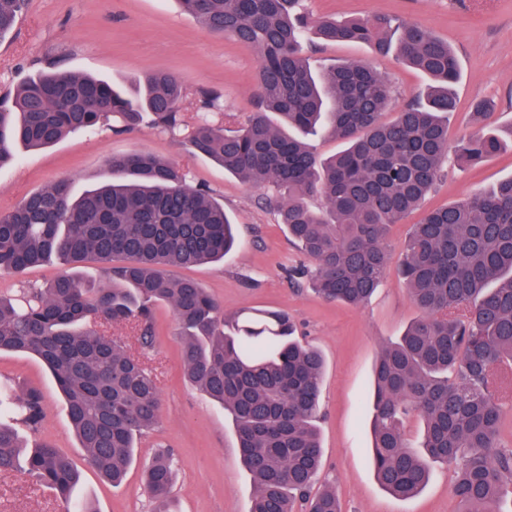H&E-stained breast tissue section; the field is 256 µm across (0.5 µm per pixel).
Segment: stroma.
Masks as SVG:
<instances>
[{
    "mask_svg": "<svg viewBox=\"0 0 512 512\" xmlns=\"http://www.w3.org/2000/svg\"><path fill=\"white\" fill-rule=\"evenodd\" d=\"M312 16L338 19L386 16L428 27L448 40L462 70L456 86L458 108L448 118V137L474 128L472 105L496 102L495 124L501 136L512 133V0H305ZM319 70L341 61L374 65L394 91V107L423 92L427 79L395 56H374L364 44H324L309 52ZM63 61L66 68L90 74L130 91L144 73L175 75L187 92L183 111L195 117L200 89L221 92L225 112L245 120L254 104L256 53L209 33L186 13L178 0H29L13 31L0 40V93L26 76ZM147 150L184 169L189 184L209 186L223 199L238 227L239 243L223 262L176 268V277L197 280L224 306L225 320L263 308L283 310L293 318L298 336L326 359L318 430L324 449L321 482L335 486L342 512H460L452 478L435 468L426 488L401 500L378 484L372 465L373 371L381 346L397 340L420 317L396 272H389L368 303H328L306 285L291 284L290 270L306 257L288 240L264 189L227 175L207 157L192 153L180 139L144 126L133 133H113L104 126L77 131L57 145L20 153L0 167V214L13 210L27 195L61 179L74 192L107 179L115 155ZM445 175L426 198L422 211L390 230L392 257H399L412 224L423 210L444 206L491 189L512 176V148L470 168L446 162ZM113 336L134 354H147L161 393L156 427L137 443V462L119 486L102 480L83 460L56 383L32 355L0 354V383L14 393L34 387L43 395L46 417L28 444L54 445L77 466V502L97 512H154L142 483L141 464L162 448L172 449L178 470L174 485L178 512H250L253 482L242 465L232 419L183 376L181 339L169 307L154 311V347L143 350L136 330L116 326ZM0 512H64L52 491H40L19 472L0 473Z\"/></svg>",
    "mask_w": 512,
    "mask_h": 512,
    "instance_id": "35a3bbf8",
    "label": "stroma"
}]
</instances>
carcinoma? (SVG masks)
Masks as SVG:
<instances>
[{
    "instance_id": "carcinoma-1",
    "label": "carcinoma",
    "mask_w": 512,
    "mask_h": 512,
    "mask_svg": "<svg viewBox=\"0 0 512 512\" xmlns=\"http://www.w3.org/2000/svg\"><path fill=\"white\" fill-rule=\"evenodd\" d=\"M28 0H0V38ZM211 33L257 53L255 111L228 130L221 92L203 90L198 118L182 112L179 80L145 74L131 92L53 65L0 95V166L20 150L51 147L76 130L112 124L125 132L147 120L181 137L241 182L275 197L288 240L311 265L291 277L323 299L365 303L389 264L387 235L441 180L448 153L477 166L499 153L496 129L448 148L459 62L448 41L423 27L374 16L310 25L301 0H179ZM323 43L368 45L394 53L428 79L426 91L390 120L387 79L373 67L343 62L314 71L303 53L309 31ZM496 108L483 100V123ZM328 134L344 144L323 159L307 140ZM110 177L82 194L58 180L0 215V272L21 274L53 259L67 269L50 283L26 284L0 297V352L39 358L53 376L88 465L112 485L135 460L136 442L160 413V390L144 362L110 334L115 325L153 344L154 307H170L182 340L186 379L219 403L234 423L254 493L250 512H341L336 487H313L323 465L315 422L324 381L320 350L294 336L281 311L254 310L224 329L222 304L172 268L224 259L234 224L213 190L187 183L176 164L145 151L108 160ZM321 199L318 209L309 205ZM106 265L110 285L91 287L78 265ZM422 316L381 348L375 365L373 465L379 484L408 499L441 464L464 512H512V448L500 445V400L512 395V177L424 215L398 261ZM32 430L44 406L35 388L0 400ZM423 422L418 445L404 420ZM15 428L0 423V472L20 470L54 491L67 512H93L71 501L78 472L43 443L20 458ZM177 459L157 452L143 470L156 512H177Z\"/></svg>"
}]
</instances>
